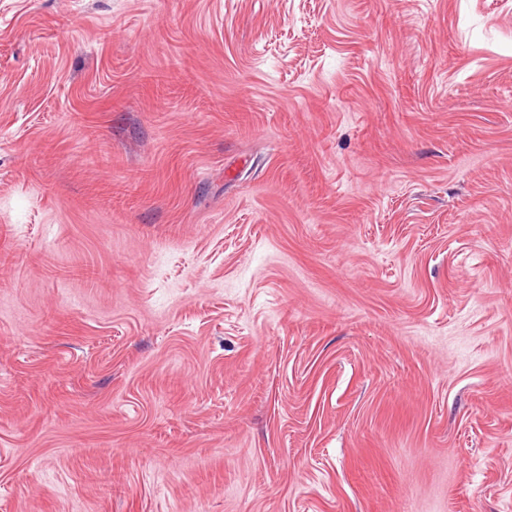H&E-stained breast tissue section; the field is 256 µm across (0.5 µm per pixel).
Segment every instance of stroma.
<instances>
[{"mask_svg": "<svg viewBox=\"0 0 512 512\" xmlns=\"http://www.w3.org/2000/svg\"><path fill=\"white\" fill-rule=\"evenodd\" d=\"M0 512H512V0H0Z\"/></svg>", "mask_w": 512, "mask_h": 512, "instance_id": "stroma-1", "label": "stroma"}]
</instances>
